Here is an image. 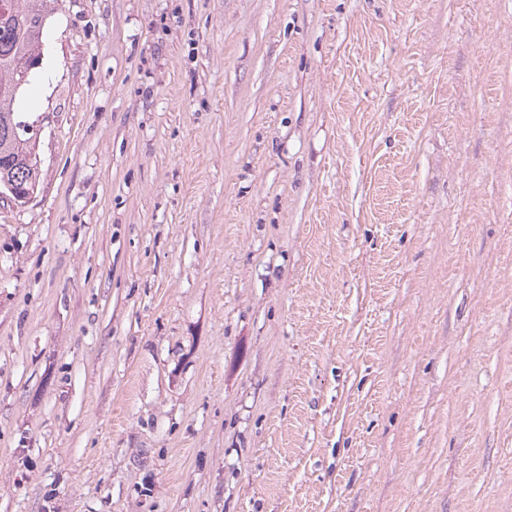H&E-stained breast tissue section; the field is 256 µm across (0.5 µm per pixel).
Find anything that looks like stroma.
Wrapping results in <instances>:
<instances>
[{
    "label": "stroma",
    "mask_w": 512,
    "mask_h": 512,
    "mask_svg": "<svg viewBox=\"0 0 512 512\" xmlns=\"http://www.w3.org/2000/svg\"><path fill=\"white\" fill-rule=\"evenodd\" d=\"M0 206V512H512V0H58Z\"/></svg>",
    "instance_id": "obj_1"
}]
</instances>
